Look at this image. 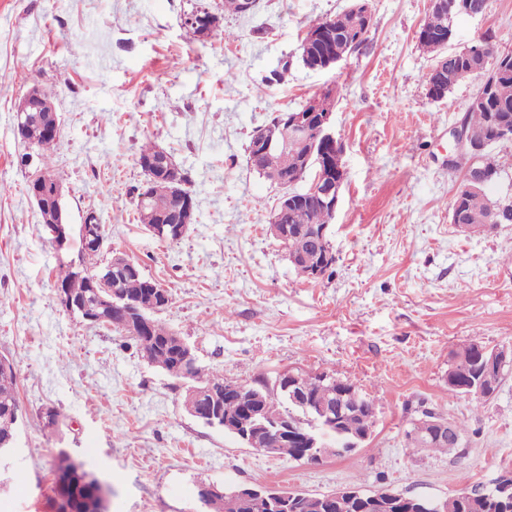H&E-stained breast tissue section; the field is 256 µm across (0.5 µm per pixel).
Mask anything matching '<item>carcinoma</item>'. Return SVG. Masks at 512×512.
Segmentation results:
<instances>
[{
    "label": "carcinoma",
    "mask_w": 512,
    "mask_h": 512,
    "mask_svg": "<svg viewBox=\"0 0 512 512\" xmlns=\"http://www.w3.org/2000/svg\"><path fill=\"white\" fill-rule=\"evenodd\" d=\"M457 13L448 10V0H439L431 10V19L427 23L430 36L418 38L419 44L435 57V66L440 68L436 77L440 84L434 85L431 93L439 100L452 92L454 87L469 76L482 75L488 78L493 85L492 93L480 104L467 111L463 117V124L475 134H481L488 140L498 137L497 130L507 128L512 131V53L496 50L492 38H484L482 42L464 48L456 53L443 52V43L437 38V33L448 30L453 31V21ZM327 29L326 39L302 44L300 61L303 67L311 70L313 63L328 56H346L361 45L368 34V30L354 22L351 12L346 11L335 17L320 20L312 29ZM495 58L493 67H488L489 59ZM54 113L46 107L26 106L22 115L25 129L30 138L35 141L37 155L43 171H49L44 162L45 152L56 143L54 137L41 136V128L49 124ZM161 147L148 142L139 151L137 162L145 176H150L145 163L156 159ZM333 153L328 144L315 140L311 147H292L288 150H270L259 156L253 169L262 177L277 185L282 195L288 197V205L282 217V228L288 234V257L290 264L303 278H310L311 271L322 266V274L330 277L336 262L335 255L326 258L316 249L311 235L313 231L327 224V212L321 202L302 191L301 183L294 182L303 173V166H313L315 161H326ZM136 191V208L139 219L143 224H165L170 215L177 208V203L170 199L164 191V186L155 184L134 188ZM501 200H491L485 190L481 189L469 193L463 198L459 207L464 212L465 223L479 224L483 227L492 224V211L497 208ZM103 247L92 243L80 244L79 264L69 266L66 271L60 272L58 284L69 288L74 298L81 301L93 302L91 281L99 273L105 271L107 266L98 264V257ZM160 284L146 277L140 266L135 270L127 269L121 262L112 263V294L114 301H132L141 309H152L158 302L157 289ZM135 348L147 361L171 375L179 369L188 374L189 385L197 390L204 391L211 387L222 390L227 379L218 375H207L197 366L196 360L183 362L181 352L176 344L174 332L163 324L152 321L150 327L139 336L129 337ZM483 360L480 352L474 345H464L450 354L448 367V391L460 394V387L467 385L481 372ZM326 374H315L307 377L305 390L308 399L313 403L322 400L352 405L354 414L346 418L338 435L336 448L350 447L351 439L363 434L367 428V416L374 401L355 390L357 398L341 396L340 388L346 386L348 381L338 379L336 386L330 388L326 385ZM246 403H253L274 419L286 418L288 422L305 428H314L313 413L305 412L296 406L280 389H255L253 393L245 394ZM19 407L16 396V376L13 362H0V441L6 439L13 432L12 413ZM407 447L415 451H432L447 453L450 448L437 441L426 445L427 435L420 432L416 425H411L405 432ZM54 492L55 497L64 499L71 504L70 512H106L98 497L97 488L89 479L90 471L84 465L74 461L70 455L61 450L54 463ZM494 487L483 489V494L459 504L448 505V512H491L489 497L493 495ZM206 512H243L239 499L224 494V487L208 493Z\"/></svg>",
    "instance_id": "cac0c4a2"
}]
</instances>
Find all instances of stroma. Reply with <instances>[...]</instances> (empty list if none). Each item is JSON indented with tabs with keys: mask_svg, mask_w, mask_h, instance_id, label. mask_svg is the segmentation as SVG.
<instances>
[{
	"mask_svg": "<svg viewBox=\"0 0 512 512\" xmlns=\"http://www.w3.org/2000/svg\"><path fill=\"white\" fill-rule=\"evenodd\" d=\"M194 2L0 0V357L15 364L20 405L0 512H52L61 450L111 484L109 512H195L208 483L442 499L491 486L512 470V367L482 403L448 391L452 350L512 345V224L468 233L450 220L461 172L448 166L449 131L480 78L428 97L435 60L417 31L431 0H371L365 43L320 72L303 68L301 43L351 0H257L251 14L221 15L204 43L183 22ZM453 32L450 53L489 33L512 50V0L457 17ZM35 83L60 120L52 171L68 223L98 214L105 255L134 260L169 291L156 318L202 369L249 386L324 372L368 394L378 421L358 451L320 465L256 452L188 414L182 388L126 336L62 308L57 276L78 251L45 231L15 126ZM328 88L344 183L328 228L334 273L310 281L269 231L279 191L246 147ZM150 140L187 172L196 202L176 242L154 237L130 196ZM426 411L464 423L456 451L407 448Z\"/></svg>",
	"mask_w": 512,
	"mask_h": 512,
	"instance_id": "1",
	"label": "stroma"
}]
</instances>
